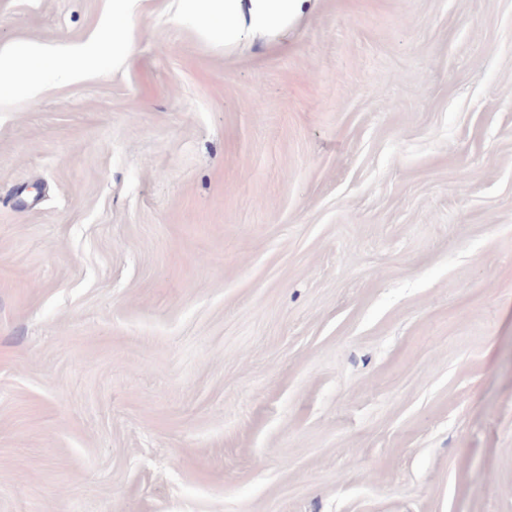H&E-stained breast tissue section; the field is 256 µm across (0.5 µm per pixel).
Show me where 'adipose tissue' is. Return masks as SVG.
I'll list each match as a JSON object with an SVG mask.
<instances>
[{
	"instance_id": "adipose-tissue-1",
	"label": "adipose tissue",
	"mask_w": 512,
	"mask_h": 512,
	"mask_svg": "<svg viewBox=\"0 0 512 512\" xmlns=\"http://www.w3.org/2000/svg\"><path fill=\"white\" fill-rule=\"evenodd\" d=\"M176 17L192 21L198 36L230 48L240 43L269 44L287 37L293 23L306 13L311 0H176ZM84 44L59 51L35 41L0 49V72H21L31 95L44 89L42 73L61 70L68 80L88 78L79 61L96 53Z\"/></svg>"
}]
</instances>
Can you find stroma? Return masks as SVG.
I'll use <instances>...</instances> for the list:
<instances>
[{
  "instance_id": "stroma-1",
  "label": "stroma",
  "mask_w": 512,
  "mask_h": 512,
  "mask_svg": "<svg viewBox=\"0 0 512 512\" xmlns=\"http://www.w3.org/2000/svg\"><path fill=\"white\" fill-rule=\"evenodd\" d=\"M0 99V512H512V0H139ZM176 20H190L198 36L224 48L270 44L288 36L311 0H173Z\"/></svg>"
}]
</instances>
